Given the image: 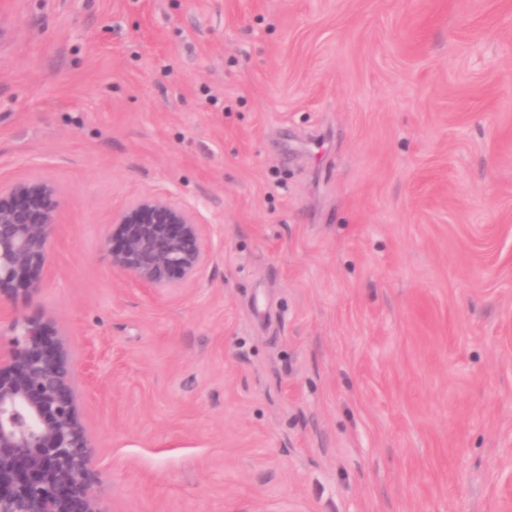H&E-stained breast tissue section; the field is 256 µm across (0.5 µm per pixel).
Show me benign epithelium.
Instances as JSON below:
<instances>
[{
	"label": "benign epithelium",
	"instance_id": "obj_1",
	"mask_svg": "<svg viewBox=\"0 0 512 512\" xmlns=\"http://www.w3.org/2000/svg\"><path fill=\"white\" fill-rule=\"evenodd\" d=\"M62 192L32 176L0 183V300L43 288ZM113 273L157 294L209 259L199 213L146 194L112 214ZM0 512H102L95 448L79 413L75 360L54 326L0 308Z\"/></svg>",
	"mask_w": 512,
	"mask_h": 512
}]
</instances>
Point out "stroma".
Here are the masks:
<instances>
[{
  "instance_id": "35a3bbf8",
  "label": "stroma",
  "mask_w": 512,
  "mask_h": 512,
  "mask_svg": "<svg viewBox=\"0 0 512 512\" xmlns=\"http://www.w3.org/2000/svg\"><path fill=\"white\" fill-rule=\"evenodd\" d=\"M65 199L44 288L103 512H512V0H10L0 181ZM195 208L160 296L112 214ZM106 246L113 273L157 294L193 282L209 259L199 213L155 194L136 197L112 214Z\"/></svg>"
}]
</instances>
